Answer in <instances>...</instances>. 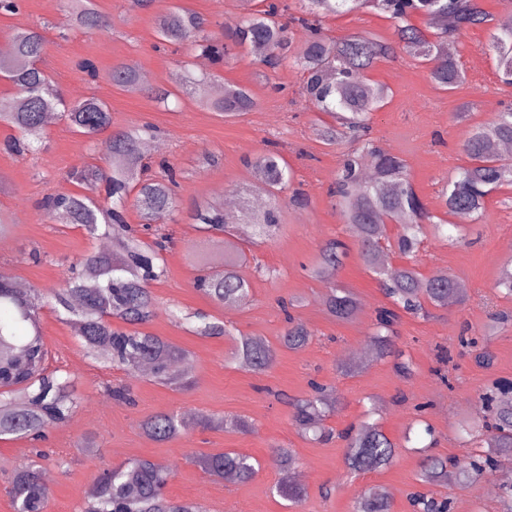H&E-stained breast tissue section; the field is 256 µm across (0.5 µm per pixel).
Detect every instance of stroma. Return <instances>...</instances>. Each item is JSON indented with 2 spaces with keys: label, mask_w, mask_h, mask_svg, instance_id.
Masks as SVG:
<instances>
[{
  "label": "stroma",
  "mask_w": 512,
  "mask_h": 512,
  "mask_svg": "<svg viewBox=\"0 0 512 512\" xmlns=\"http://www.w3.org/2000/svg\"><path fill=\"white\" fill-rule=\"evenodd\" d=\"M176 1L208 17L209 32L218 37L226 30L225 17L244 14L243 0H155L148 10L133 8L130 0H97L108 26L93 33L72 30L64 0H19L17 13L0 15V46L9 45L16 28L45 24L42 66L69 101L103 100L116 129L158 127L162 148L143 154L142 161L152 175L162 162L174 169L177 207L165 220L151 223L174 244L164 255L165 276L150 286L155 306L145 330L187 350L194 379L192 386L170 387L150 374L110 369L78 345L74 322L44 308L41 329L50 363L74 377L79 405L40 444L0 440V512H15L9 479L32 459L36 446L46 451L40 464L51 475L46 512H81L99 466L135 458L171 469L167 495L198 501L208 512H352L355 498L372 486L389 490L390 512H413L409 497L422 488L420 447L449 459L482 454V444L463 442L462 427L485 416L481 397L493 382L512 380V299L495 288L503 267L512 265V186L487 196L481 220L461 224L462 242L451 244L431 234L424 239L418 255L422 275L444 272L464 290L456 305L430 308L424 317L402 314L395 343L411 362L410 374H399L393 358L373 353L350 363L348 352L365 349L374 312L386 302L328 193L344 154L357 143L345 139L328 146L315 136L319 114L301 98L303 76L289 60L267 69L239 48L224 66L207 65L212 88L243 86L255 99V108L232 122L176 89L177 74L197 62L187 45H163L157 38L156 14ZM480 6L488 20L460 35L467 47L460 58L467 80L454 92L438 89L426 66L404 55L377 60L367 73L389 91L384 106L371 115L370 136L379 148L406 161L416 193L436 219L445 215L443 186L466 164L462 144L468 130L512 102V86L500 82L495 60L482 51L495 28L512 17V0H480ZM324 28L335 39L360 32L388 39L393 33L383 15L364 11L326 18ZM85 58L96 63V77L80 71L78 63ZM128 62L148 73L151 85L172 88L166 104L113 86V66ZM462 110L467 117L460 121L456 114ZM15 134L0 124V212L9 218L0 233V272L49 293L61 288L70 264L99 251L102 239L52 220L41 201L49 194L79 192L72 178L76 171L90 165L108 168L106 137L87 138L59 117L45 129L44 150L19 154L5 147ZM270 149L282 154L308 206H288L287 196H280L282 226L274 238L257 244L240 231L218 238L200 231L191 218L195 206L223 203L225 196L251 186L250 159ZM330 239L344 241L349 254L331 274L312 277L319 249ZM219 248L244 250L238 273L251 284L249 303L221 308L195 290L198 255ZM335 288L357 299L353 319L340 321L326 312L324 299ZM292 298L300 304L291 314L311 331L309 342L297 350L279 348L265 372L239 368L234 357L240 337L260 336L277 345L288 327L280 303ZM176 308L223 320L226 335H194L172 317ZM482 348L492 356L490 365L475 360ZM314 381L333 396L323 420L333 432L326 441L303 437L292 421L293 401L307 398ZM110 384L126 386L132 401L113 397L106 390ZM159 412L184 418L177 439L163 443L144 435L141 420ZM228 415L244 418L249 430L228 432L203 422L207 416ZM367 422L377 423L397 444V456L390 466L356 476L344 463L342 434ZM427 425L432 435H423ZM87 438L96 442V453L82 448ZM277 448L291 449L296 458L294 484L303 497L293 507L273 490L284 479L274 459ZM225 450L259 460L249 482L209 477L191 460L195 453ZM493 474L484 472L466 486L451 479L431 491L449 497L452 512H507L512 505L488 488Z\"/></svg>",
  "instance_id": "1"
}]
</instances>
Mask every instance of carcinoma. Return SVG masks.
I'll return each mask as SVG.
<instances>
[{"label": "carcinoma", "mask_w": 512, "mask_h": 512, "mask_svg": "<svg viewBox=\"0 0 512 512\" xmlns=\"http://www.w3.org/2000/svg\"><path fill=\"white\" fill-rule=\"evenodd\" d=\"M73 24L85 32L107 26L96 8V0H67ZM261 8L247 13L239 25L224 38L207 32L208 19L175 3L168 11L156 16V34L165 42L187 43L201 56L219 65L234 51L244 47L257 62L273 68L290 59L303 73L302 96L316 111L329 115L334 123L317 128V136L333 145L347 128L364 139L358 152L346 156L337 174L332 193L345 223L356 237L362 260L373 273L390 305L375 310V331L368 345L377 355L392 352L384 332L398 319L397 310L425 314L428 307H447L460 302L461 291L452 276L425 278L417 261L399 266H385L384 242L388 240L385 224L399 225L398 247L405 255L419 251L428 218L425 204L416 194L404 160L385 153L366 139L368 121L387 96V89L371 82L366 72L373 63L385 57L404 53L425 65L434 84L443 90H454L466 81L459 58L463 46L454 39L461 30L486 22L479 0H304L302 16H288V0H261ZM353 10L380 13L393 23L394 39L381 41L368 33H355L342 40L332 39L322 32V19ZM414 14L427 20H444L437 32L429 35L410 23ZM305 33L296 42L293 30ZM45 38L36 28L16 30L11 36V53L0 57V77L14 84L18 93L0 99V123L16 127L21 138L10 148L17 153L33 151L42 142L48 112H59L71 126L86 136L110 131L108 152L111 165L103 170L88 167L72 174V179L84 186V191L68 196L48 197L44 207L63 224L82 227L88 234L99 230L113 237L118 253L98 252L88 256L79 269L70 270L63 287L52 294L54 308L59 313L77 317L81 324L80 347L92 359L107 366L133 371L148 363L156 379L162 383L176 382L169 371L176 360L187 359L188 352L171 342L136 329L128 332L112 328L118 318L130 325L147 323L153 311L149 284L165 276L162 258L171 240L160 237L149 245L141 240L144 224L138 229L125 220V209L133 203L144 218L158 213L173 212L176 199L172 185L173 171L165 168L157 178L142 175L139 145L146 137H155L152 126L110 130L108 106L97 97L79 102L68 101L45 70L38 66ZM486 50L497 62L504 83L512 85V27L501 28L491 36ZM112 84L124 91L138 90V72L132 65L112 68ZM207 109L230 119L255 107L250 92L239 86L224 88V96H202ZM512 142V105L500 110L490 121L474 126L464 140L463 151L468 159L458 177L442 188L446 214L465 213L478 220L485 212V199L497 186H512V160L499 154L493 145ZM260 174L261 186L274 198L263 211L246 215L245 224L254 232L271 237L282 224V208L276 198L288 188L292 172L284 159L274 151L265 152L250 162ZM104 189L110 203L96 199ZM194 223L203 232L233 231L235 217H229L216 204L201 205L193 215ZM347 245L329 240L320 248L317 264L311 274L317 277L328 268L336 267L346 255ZM245 257L222 255L223 271L207 264L197 278L196 288L217 306L245 305L252 297L251 285L236 272L237 262ZM44 294L35 289L22 294L16 290L10 276L0 273V437L41 440L53 426L66 422L77 409L71 374L50 371L46 366L47 350L40 326V310ZM357 309L356 299L333 292L326 300L327 312L338 320L351 318ZM196 320L191 331L203 337L224 335V323L203 314L185 316ZM307 327L294 319L281 336L280 346L289 350L303 347L310 339ZM277 347L259 336H243L235 361L247 371L263 372L276 357ZM315 395L296 405L294 422L305 433L322 430V406L327 398L320 386ZM495 404L493 422L485 425L486 445L492 455L512 454V397L497 396L491 391L484 395ZM183 425L179 417L160 413L145 418L143 433L157 442H170L179 436ZM424 453L419 474L421 482L435 485L448 479V467L456 470L458 482L470 480L472 472L480 470L476 463L465 459L448 461ZM396 446L375 424H364L348 437L345 462L354 472H372L391 464ZM194 461L204 473L222 478L230 472L240 482L255 474L256 460L236 451L200 453ZM172 471L148 459H134L118 466L105 465L94 478V488L83 504L82 512H207L195 500H175L165 488ZM15 512H45L49 488L39 477V470L29 464L16 470L9 481ZM414 512H448V501L425 494L412 496ZM355 512H390L388 493L372 487L361 494Z\"/></svg>", "instance_id": "carcinoma-1"}]
</instances>
